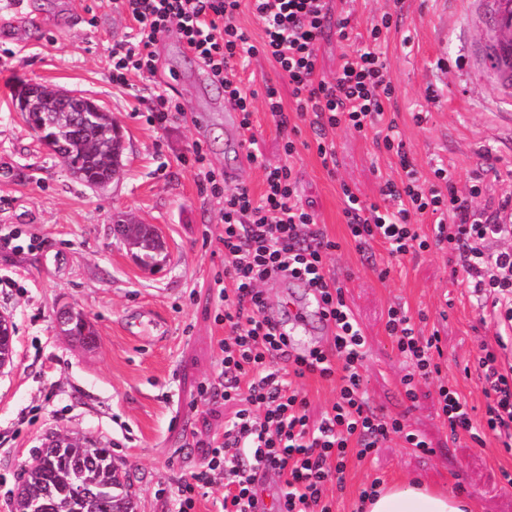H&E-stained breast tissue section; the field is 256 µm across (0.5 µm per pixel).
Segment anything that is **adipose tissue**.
<instances>
[{
	"label": "adipose tissue",
	"instance_id": "1",
	"mask_svg": "<svg viewBox=\"0 0 512 512\" xmlns=\"http://www.w3.org/2000/svg\"><path fill=\"white\" fill-rule=\"evenodd\" d=\"M467 509L463 496L418 481L399 482L380 489L365 505V512H467Z\"/></svg>",
	"mask_w": 512,
	"mask_h": 512
}]
</instances>
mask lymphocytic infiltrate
I'll return each mask as SVG.
<instances>
[{"label": "lymphocytic infiltrate", "instance_id": "obj_1", "mask_svg": "<svg viewBox=\"0 0 512 512\" xmlns=\"http://www.w3.org/2000/svg\"><path fill=\"white\" fill-rule=\"evenodd\" d=\"M135 23L134 35L113 43L112 80L154 73L156 45L177 30L225 99L238 109L249 144L248 159L262 173L261 194L243 184L226 185L204 171V187L223 198L224 282L217 299L224 336L218 342L224 377L223 399L236 411L221 439L209 441L207 462L179 487L177 512H196L197 492L216 485L224 495L217 512H253L261 469L274 470L283 484L277 512H334L327 494L332 478L343 477L350 457L363 460L379 443L398 436L407 447L429 452L428 443L411 431L403 416L378 415L367 404L362 373L366 342L343 290L327 269L339 244L331 239L300 202L291 160L294 139L284 144L286 160L271 164L256 149L252 96L239 69L262 55L287 77L289 100L266 86L264 105L279 128L292 120L309 123L323 168L335 171L333 137L347 129L373 135L396 158L402 175L379 188L380 202L366 203L342 186L343 215L356 250L372 257L374 246L389 256L436 249L447 253L452 276L461 277L483 323L494 333L481 340L476 373L483 383V423L457 387L438 388L443 421L451 435L468 434L476 444L493 436L512 452V195L488 193L482 180L460 190L447 164L433 170L434 184L419 176L405 148L396 118L391 117L394 86L383 51L391 14L373 25L366 40L354 35L349 15H333L330 0H115ZM249 5L263 28L261 40L238 23L241 5ZM340 40L353 43L335 78L318 66V43L328 25ZM431 220L428 232L417 221ZM304 276L323 301L322 317L331 326L326 345L305 354L290 350L268 319L264 288L273 279ZM385 331L403 359L404 396L415 400L416 383L440 374L439 330L424 332L402 305L387 312ZM317 377L336 384V396L319 420H311L299 383Z\"/></svg>", "mask_w": 512, "mask_h": 512}]
</instances>
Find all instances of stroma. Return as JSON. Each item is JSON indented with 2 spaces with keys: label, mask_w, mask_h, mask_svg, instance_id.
Here are the masks:
<instances>
[{
  "label": "stroma",
  "mask_w": 512,
  "mask_h": 512,
  "mask_svg": "<svg viewBox=\"0 0 512 512\" xmlns=\"http://www.w3.org/2000/svg\"><path fill=\"white\" fill-rule=\"evenodd\" d=\"M72 0H27L44 25L0 38V77L8 84L39 83L77 93L110 112L124 141L123 166L114 183L98 190L75 180L21 113L0 92V225L34 234L33 247L0 244V275L16 281L0 312L16 325L13 363L0 373V512H14L24 468L43 444L64 434L108 448L125 474L135 512H174L181 480L198 471L204 445L223 434L233 409L203 387L221 371L217 341L224 328L212 284L224 273L217 199L207 196L189 161L202 148L211 166H236L233 131L224 124V91L202 80L198 62L185 57L177 34L156 48L153 76L112 82L110 49L127 39L132 23L115 8L72 11ZM491 0H405L386 35L385 52L395 88L394 108L406 149L419 174L432 179L444 159L459 184L482 179L496 194H512V90L487 73L484 41ZM253 102L257 149L270 162L283 158L284 134L259 95L266 85L288 96L275 63L251 58L241 70ZM168 89L184 116L163 130L149 125L140 99ZM294 159L297 194L330 238L340 243L328 260L348 306L367 338L364 375L369 404L405 415L424 438L421 453L391 438L365 460L350 459L336 512H355L372 480L419 478L460 492L475 512H512V453L494 438L485 445L451 436L440 418L435 391L457 384L473 409L485 412L476 375L465 374L487 333L476 307L451 277L437 250L395 259L375 247L374 261L356 250L341 210V185L367 202L396 177L392 155L372 138L341 132L338 167L328 173L309 124L298 126ZM155 226L167 245L165 262L142 268L116 235L117 219ZM387 278H379L381 268ZM402 304L425 313L442 338L440 377L420 381L406 401L402 359L385 332L387 311ZM82 311L95 331L93 346L60 333V307Z\"/></svg>",
  "instance_id": "1"
}]
</instances>
